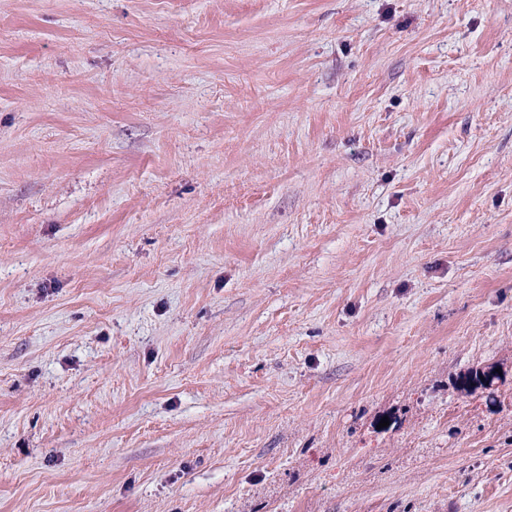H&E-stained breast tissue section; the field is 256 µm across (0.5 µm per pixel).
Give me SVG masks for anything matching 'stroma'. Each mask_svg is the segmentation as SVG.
Segmentation results:
<instances>
[{"label":"stroma","instance_id":"stroma-1","mask_svg":"<svg viewBox=\"0 0 512 512\" xmlns=\"http://www.w3.org/2000/svg\"><path fill=\"white\" fill-rule=\"evenodd\" d=\"M0 512H512V0H0Z\"/></svg>","mask_w":512,"mask_h":512}]
</instances>
